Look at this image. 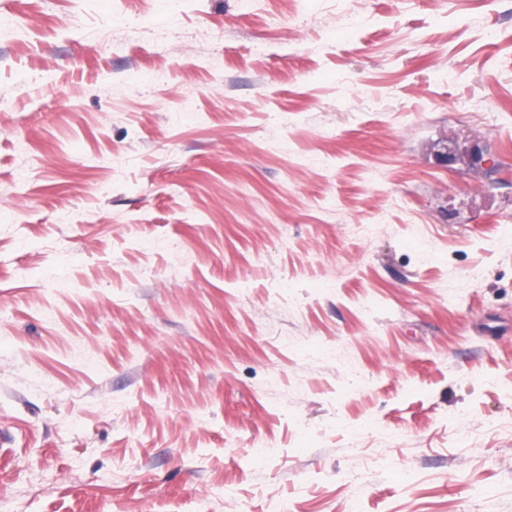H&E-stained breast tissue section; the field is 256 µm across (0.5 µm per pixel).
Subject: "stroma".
<instances>
[{"label":"stroma","instance_id":"stroma-1","mask_svg":"<svg viewBox=\"0 0 512 512\" xmlns=\"http://www.w3.org/2000/svg\"><path fill=\"white\" fill-rule=\"evenodd\" d=\"M358 11L0 0V512H512V0Z\"/></svg>","mask_w":512,"mask_h":512}]
</instances>
